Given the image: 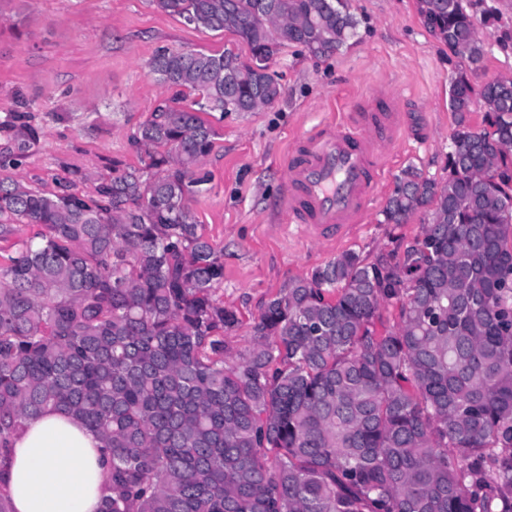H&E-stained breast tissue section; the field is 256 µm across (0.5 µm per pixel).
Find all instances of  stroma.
<instances>
[{"instance_id": "1", "label": "stroma", "mask_w": 512, "mask_h": 512, "mask_svg": "<svg viewBox=\"0 0 512 512\" xmlns=\"http://www.w3.org/2000/svg\"><path fill=\"white\" fill-rule=\"evenodd\" d=\"M352 10L357 33L337 53L316 57L288 45L274 56L269 69L280 98L253 112L225 113L201 164L207 190L190 208L222 252L218 294L240 318L224 335L232 355L251 349L255 318L288 280L348 250L373 260L419 234L423 214L405 224L385 223L382 214L401 169L412 165L436 180L447 175L455 127L448 88L457 58L427 32L415 0H353ZM162 48L251 55L232 32L186 24L151 0H0V122L25 112L38 131L24 158L0 168V177L92 197L113 162L142 167L145 154L133 136L173 94L149 67ZM376 89L396 97L408 136L366 221L339 241L299 235L284 209L282 160L294 137L339 113L366 110Z\"/></svg>"}]
</instances>
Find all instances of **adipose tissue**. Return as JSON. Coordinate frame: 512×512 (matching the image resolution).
I'll return each mask as SVG.
<instances>
[{"instance_id":"adipose-tissue-1","label":"adipose tissue","mask_w":512,"mask_h":512,"mask_svg":"<svg viewBox=\"0 0 512 512\" xmlns=\"http://www.w3.org/2000/svg\"><path fill=\"white\" fill-rule=\"evenodd\" d=\"M101 441L67 413L27 418L6 475L15 512H98Z\"/></svg>"}]
</instances>
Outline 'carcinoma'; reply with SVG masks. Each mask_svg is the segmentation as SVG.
I'll list each match as a JSON object with an SVG mask.
<instances>
[{"label": "carcinoma", "mask_w": 512, "mask_h": 512, "mask_svg": "<svg viewBox=\"0 0 512 512\" xmlns=\"http://www.w3.org/2000/svg\"><path fill=\"white\" fill-rule=\"evenodd\" d=\"M151 2L266 60L330 55L357 26L350 0H272L263 23L262 0ZM417 9L460 60L448 178L402 169L383 215L427 222L400 255L347 251L288 281L237 358L224 263L189 202L217 136L200 113L278 98L268 67L229 84L232 50H162L151 71L177 92L138 129L144 167L115 163L94 198L0 177V512L22 421L56 410L101 440L100 512H512V76L473 82L485 0ZM1 129L24 156L27 116Z\"/></svg>", "instance_id": "obj_1"}]
</instances>
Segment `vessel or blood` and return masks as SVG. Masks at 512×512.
Instances as JSON below:
<instances>
[{"label":"vessel or blood","mask_w":512,"mask_h":512,"mask_svg":"<svg viewBox=\"0 0 512 512\" xmlns=\"http://www.w3.org/2000/svg\"><path fill=\"white\" fill-rule=\"evenodd\" d=\"M402 134L393 105L354 112L297 137L285 161L290 223L321 237L361 222Z\"/></svg>","instance_id":"obj_1"}]
</instances>
